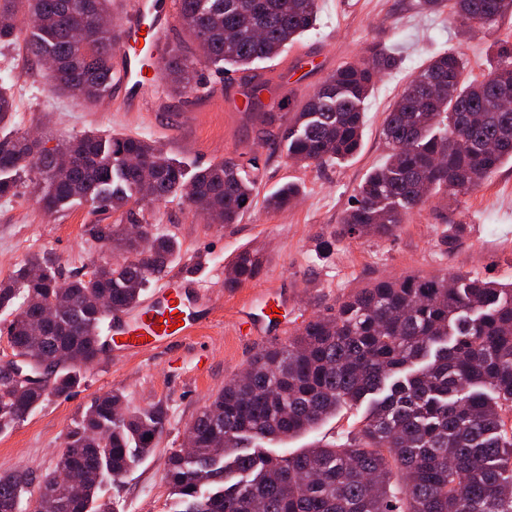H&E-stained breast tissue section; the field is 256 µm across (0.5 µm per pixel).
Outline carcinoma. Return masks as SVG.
Segmentation results:
<instances>
[{
  "mask_svg": "<svg viewBox=\"0 0 512 512\" xmlns=\"http://www.w3.org/2000/svg\"><path fill=\"white\" fill-rule=\"evenodd\" d=\"M423 11L450 8L459 24L491 28L512 0H417ZM114 0H0V45L24 42L36 63L54 64L52 89L95 103L112 82L119 45ZM318 0H178V18L199 54L165 60L167 91H195L206 61L242 68L277 57L313 28ZM399 66L386 46L332 72L277 137L287 157L321 166L360 148L362 106L375 79ZM453 51L434 56L387 112L390 147L342 218L341 235L388 238L412 211L442 195L458 199L512 161V45H499L488 78L466 77ZM14 120L11 88L0 85V125ZM497 144L490 150L486 145ZM150 171L143 183L126 160ZM255 158H223L186 180L160 146L119 134L86 131L62 147L20 135L0 143V196L16 180L31 185L53 214L72 201L124 214L141 201L184 198L209 224H235L254 201ZM287 182L267 198L272 210L296 199ZM96 227L112 250L76 279L33 254L0 281V311L12 316L15 354L51 369L41 387L0 377V433L12 430L51 396L70 392L84 367L106 354L102 326L133 308L180 252L179 242ZM258 256L240 254L225 286L257 277ZM105 298L108 304L99 305ZM52 307L43 334L28 322ZM368 403L361 428L341 445L315 444L271 455L263 443L314 429L343 408ZM155 404L132 409L119 390L97 397L68 431L54 470L0 475V512H116L99 495L139 457L154 453L166 426ZM193 446L165 460L180 512H512V285L465 276L378 280L336 303L330 315L304 322L288 341L257 352L245 375L224 383L190 425Z\"/></svg>",
  "mask_w": 512,
  "mask_h": 512,
  "instance_id": "cac0c4a2",
  "label": "carcinoma"
}]
</instances>
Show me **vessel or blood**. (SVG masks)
<instances>
[{"label":"vessel or blood","instance_id":"vessel-or-blood-1","mask_svg":"<svg viewBox=\"0 0 512 512\" xmlns=\"http://www.w3.org/2000/svg\"><path fill=\"white\" fill-rule=\"evenodd\" d=\"M174 13L169 0H128L125 14L120 18V43L116 52L118 81L114 90L120 93L128 111L134 112L146 101L150 77L142 67L141 48L157 53L171 30ZM193 280L174 276L166 281L146 302L113 316L112 334L120 342L140 348L150 336H190L202 329V320L196 319L191 308L189 289ZM183 326H176V319Z\"/></svg>","mask_w":512,"mask_h":512}]
</instances>
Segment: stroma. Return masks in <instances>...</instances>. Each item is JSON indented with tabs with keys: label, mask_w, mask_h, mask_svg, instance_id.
Wrapping results in <instances>:
<instances>
[{
	"label": "stroma",
	"mask_w": 512,
	"mask_h": 512,
	"mask_svg": "<svg viewBox=\"0 0 512 512\" xmlns=\"http://www.w3.org/2000/svg\"><path fill=\"white\" fill-rule=\"evenodd\" d=\"M512 41V15L489 29L463 33L448 9L419 12L416 0H319L314 29L289 44L277 58L251 70L227 72L212 65L198 69L204 92L153 96L140 111H127L113 95L95 106L82 98L54 93L43 68L22 45H0V83L11 87L18 133L40 136L53 148L87 130L146 138L194 174L224 157H257V191L251 208L235 224H210L178 197L137 210L138 223L175 237L181 250L165 270L196 281L211 303L199 335L133 354L113 350L87 369L70 393L49 397L13 430L0 434V474L26 467L52 470L63 439L98 396L121 390L133 408L163 405L166 430L157 450L133 466L116 485L103 484L101 496L118 512H173L164 462L182 449L195 417L227 380L247 367L261 348L287 341L305 320L325 314L351 291L385 278L443 273L512 283V164H504L476 190L453 202L434 198L414 210L390 239H337L319 255L321 238L333 234L352 205L361 183L389 152L384 119L412 75L438 53L452 49L467 61L470 78L480 80L494 45ZM393 48L399 68L378 79L364 102V133L358 152L320 167H304L286 156L276 135L337 67L365 59L372 46ZM262 84L260 111L247 109L252 84ZM301 188L297 203L268 210L264 199L283 183ZM109 211L73 204L48 215L30 187L20 183L0 197V281L28 255L43 254L64 275L84 272L90 257L101 256L94 225L117 223ZM462 223L459 233L451 223ZM258 254L256 279L235 288L224 285L238 254ZM266 289L280 293L281 307L268 334L236 332L241 309ZM363 410H348L317 429L281 443L272 453H296L309 445L344 443L356 432Z\"/></svg>",
	"instance_id": "obj_1"
}]
</instances>
